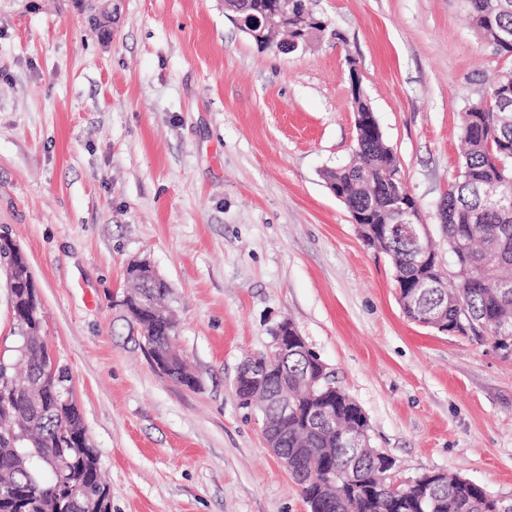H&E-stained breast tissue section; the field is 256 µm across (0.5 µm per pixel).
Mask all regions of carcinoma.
<instances>
[{"mask_svg": "<svg viewBox=\"0 0 512 512\" xmlns=\"http://www.w3.org/2000/svg\"><path fill=\"white\" fill-rule=\"evenodd\" d=\"M289 9L306 19V27L291 28L290 34L324 28L306 0H290ZM467 12L494 53H512V42L500 40L504 31H512V0H467ZM503 92L512 94L511 69L500 72L489 90L460 115L464 148L460 174L448 187V220L443 230L456 269L466 270V275L438 289V302L448 308V328L463 336L486 335L496 349L508 353L512 343L502 341L497 333L501 324L512 325V181L503 178L512 176V109H500L498 96ZM400 172L394 152L376 133L361 141L352 163L330 169L324 177L328 188L342 189L350 214L362 215L364 224H385L402 191ZM360 236L367 247L378 248L389 257L400 280V306L411 321L420 320L421 307L411 296V288L420 275L436 281L444 278L440 265L418 267L410 246L400 239H382L363 230ZM132 285L127 294L130 307L170 309L171 289L165 281L141 278ZM460 299L469 306L470 322L464 325L456 323ZM133 322L156 350L168 349L170 337L176 335L146 312L135 313ZM16 329L20 339L12 349L14 356H0V417L15 419L23 438L15 446L0 438V512H80L69 500L86 491L103 495L99 512H112L110 487L101 479L97 454L86 437L69 372L54 365L41 330L24 340V327L18 324ZM307 365L305 356L288 358V392L293 404L288 447L307 448L314 460L346 474L351 492L333 503L309 479L306 466L291 475L310 512H380L383 492L373 486L371 476L383 459L344 447L335 434H309L305 429L309 404L294 395L293 384ZM52 367L55 371L42 391L33 395L30 382ZM334 415L340 428L360 424L349 396L339 387ZM426 512H493V506L481 486L450 478L434 488Z\"/></svg>", "mask_w": 512, "mask_h": 512, "instance_id": "obj_1", "label": "carcinoma"}]
</instances>
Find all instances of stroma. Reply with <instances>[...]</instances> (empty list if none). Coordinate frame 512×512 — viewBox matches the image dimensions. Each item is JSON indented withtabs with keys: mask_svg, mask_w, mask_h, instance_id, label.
<instances>
[{
	"mask_svg": "<svg viewBox=\"0 0 512 512\" xmlns=\"http://www.w3.org/2000/svg\"><path fill=\"white\" fill-rule=\"evenodd\" d=\"M295 52L258 45L224 0H0V231L25 253L42 334L112 512H309L235 391L290 320L408 482L445 472L512 503V355L407 319L390 259L362 241L325 170L352 158L360 82L436 246L460 114L512 55L464 0H310ZM148 259L198 384L154 368L120 305Z\"/></svg>",
	"mask_w": 512,
	"mask_h": 512,
	"instance_id": "obj_1",
	"label": "stroma"
}]
</instances>
